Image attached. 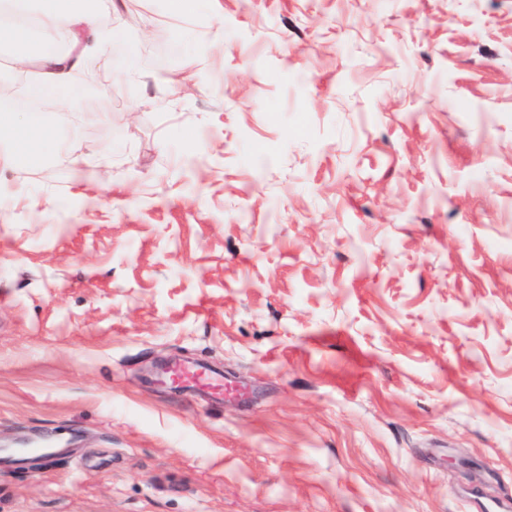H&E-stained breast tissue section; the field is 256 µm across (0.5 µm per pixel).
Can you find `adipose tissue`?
Returning <instances> with one entry per match:
<instances>
[{
    "instance_id": "1",
    "label": "adipose tissue",
    "mask_w": 512,
    "mask_h": 512,
    "mask_svg": "<svg viewBox=\"0 0 512 512\" xmlns=\"http://www.w3.org/2000/svg\"><path fill=\"white\" fill-rule=\"evenodd\" d=\"M7 11L21 17L33 18L37 26L45 31H72L82 29L87 33V42L81 43L79 51L57 54L37 46L34 54L39 63L40 74L47 83L66 87L74 72L82 63L85 52L108 51L114 38L113 31L98 28L93 20L88 0H0ZM52 115L42 116L35 123L14 115L5 104L0 105V168L18 169L31 161L30 147L45 143L46 127L55 123Z\"/></svg>"
}]
</instances>
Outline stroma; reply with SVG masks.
I'll return each mask as SVG.
<instances>
[{
	"label": "stroma",
	"mask_w": 512,
	"mask_h": 512,
	"mask_svg": "<svg viewBox=\"0 0 512 512\" xmlns=\"http://www.w3.org/2000/svg\"><path fill=\"white\" fill-rule=\"evenodd\" d=\"M100 2L0 172V444L72 448L0 512L512 507V0ZM0 112V168L18 169L24 166L22 161L29 165L33 160L30 146L43 145L47 140V131L42 124H55L57 118L45 115L37 118L35 123L28 122L14 115L5 104H0ZM170 376L181 384L201 389L219 390L224 394L228 390V383L224 377L205 368H186L173 366Z\"/></svg>",
	"instance_id": "1"
}]
</instances>
